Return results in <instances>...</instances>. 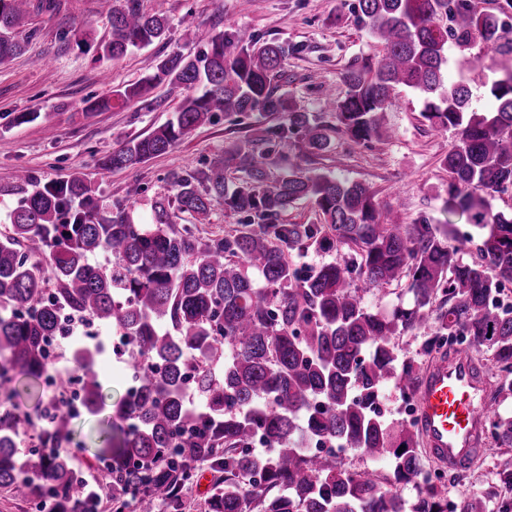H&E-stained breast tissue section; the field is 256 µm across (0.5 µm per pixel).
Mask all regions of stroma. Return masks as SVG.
Returning a JSON list of instances; mask_svg holds the SVG:
<instances>
[{
    "instance_id": "stroma-1",
    "label": "stroma",
    "mask_w": 512,
    "mask_h": 512,
    "mask_svg": "<svg viewBox=\"0 0 512 512\" xmlns=\"http://www.w3.org/2000/svg\"><path fill=\"white\" fill-rule=\"evenodd\" d=\"M113 0H61L54 12L32 11L33 32L24 53L0 65V229L18 197L10 191L15 175L25 168L44 182L82 171L99 188L101 207L124 200L130 184L142 194L134 219H151V204L170 190L166 176L173 170L201 167L206 159L234 142L255 138L267 121L252 113L219 118L191 132L169 153L133 169L104 172L96 167L102 157L131 138L149 134L174 115L182 94L161 83L141 100L86 111L87 102L144 77L156 54L197 53L196 28L232 31L243 28L262 41L291 46L279 81L281 92L298 108L312 113L332 140L328 153L298 159L272 153L270 176L279 178L294 168L312 173H334L357 180L374 193L394 220L413 224L422 220L441 224L453 220L468 230L466 215H446L448 175L440 161L454 144V130L432 128L422 116L423 102L412 89H401L391 134L366 145H356L336 130V115L323 105L325 90L340 89L342 72L355 60L375 50L360 19L358 0H140L144 11L168 17L165 41L131 49L118 60H99L98 46L111 37ZM512 68V53L483 52L479 48H448V78L466 79L473 104L486 110L488 79ZM34 112L35 121L10 126L5 117ZM512 464V448L487 447L485 455L460 478L448 481L452 499L476 497L487 512H500L498 473Z\"/></svg>"
}]
</instances>
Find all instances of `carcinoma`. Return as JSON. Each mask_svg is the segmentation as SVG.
<instances>
[{
	"label": "carcinoma",
	"instance_id": "cac0c4a2",
	"mask_svg": "<svg viewBox=\"0 0 512 512\" xmlns=\"http://www.w3.org/2000/svg\"><path fill=\"white\" fill-rule=\"evenodd\" d=\"M32 0H0V63L25 51ZM361 19L378 51L342 74L343 91L326 102L336 131L361 145L388 131L402 88L424 98L431 127L456 131L442 160L448 172L447 212L467 214L479 236L477 258L458 251L473 234L455 224H398L376 208L357 181L301 171L272 180L270 155L330 150L310 113L278 92L288 48L258 44L254 34L199 30L203 50L157 57L139 82L89 105L91 110L142 98L166 82L185 91L174 119L100 159L104 171L134 168L170 152L217 113H288L255 140L234 143L201 168L171 171V194L155 198L151 223L131 215L130 198L102 208L87 174L42 183L22 170L10 228L0 233V399L19 395L18 375L38 382L48 368L47 338L63 332L70 311L125 337L136 352L138 390L124 395L100 431L107 488L115 512H183L184 493L200 465L218 474L207 512H448L442 476L425 469L416 422L388 421L380 399L392 382L406 397L420 379L413 359H400L396 336L431 329L430 356L453 347L485 345L512 374V309L498 296L512 285V213H491L486 196L512 186V71L486 83L491 107L479 112L462 79L450 84L448 40L468 50L506 39L498 15L478 13L469 0H359ZM111 39L102 57L167 38L169 21L144 12L139 0H115ZM229 171H241L238 182ZM311 199L322 224H288L282 215ZM245 215L224 234L201 238L180 212L204 221L214 204ZM346 250L343 262L312 272L290 257L312 247ZM104 254L108 262H91ZM413 296L387 316L366 305L368 292L400 280ZM99 341L72 345L83 410L105 409L97 363ZM205 404L186 405L187 392ZM37 424L0 409V492L31 512H98L73 457L72 416L41 401ZM263 454L253 452L256 436ZM485 439L512 448V416L492 411ZM327 441L372 460L387 458L379 476L342 467L336 454H313ZM412 483L406 501L396 487Z\"/></svg>",
	"mask_w": 512,
	"mask_h": 512
}]
</instances>
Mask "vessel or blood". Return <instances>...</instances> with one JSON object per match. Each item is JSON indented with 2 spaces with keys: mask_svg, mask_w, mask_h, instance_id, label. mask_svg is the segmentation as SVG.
<instances>
[{
  "mask_svg": "<svg viewBox=\"0 0 512 512\" xmlns=\"http://www.w3.org/2000/svg\"><path fill=\"white\" fill-rule=\"evenodd\" d=\"M493 404L487 381L471 351L436 354L415 393L417 428L429 454L452 471H463L485 452V420Z\"/></svg>",
  "mask_w": 512,
  "mask_h": 512,
  "instance_id": "b4317fda",
  "label": "vessel or blood"
}]
</instances>
